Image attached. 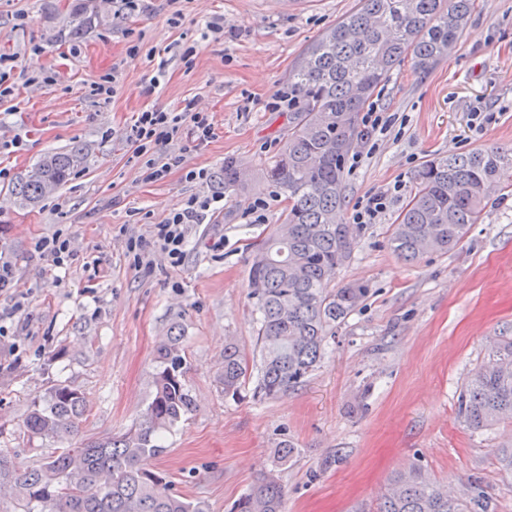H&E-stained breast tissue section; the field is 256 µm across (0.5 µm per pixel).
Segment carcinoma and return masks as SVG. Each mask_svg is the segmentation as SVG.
<instances>
[{"label": "carcinoma", "instance_id": "1", "mask_svg": "<svg viewBox=\"0 0 512 512\" xmlns=\"http://www.w3.org/2000/svg\"><path fill=\"white\" fill-rule=\"evenodd\" d=\"M475 0H358L357 7L323 31L288 75L296 97L288 136L263 173L286 194L285 231L256 245L249 270V295L260 314L254 395L270 398L301 385L323 357L333 329L367 297L362 285H331L351 258L362 224L341 219L346 157L364 139L360 113L408 61L414 70L433 69L456 43ZM95 0H78L74 28L91 23ZM86 161L73 146L45 156L21 175L11 194L25 205L66 183ZM240 165L224 161L219 185L240 186ZM414 190L391 233L393 252L407 262L428 253L446 254L482 223L492 187L512 186V148L479 149L432 158L413 175ZM182 335L170 332L157 349L155 394L142 421L127 433L80 448H68L36 467H22L0 449V487H10L23 512H207L200 500L171 492L151 468L164 452L155 433L193 410L183 383ZM247 367L237 346L224 345V395H239ZM458 413L474 430L512 420V338L504 337L492 358L475 368L458 400ZM85 414L83 394L53 386L45 402H33L24 421L32 436L74 433ZM285 492L273 476H262L231 512H284ZM378 512H489L482 495H448L416 468L391 480Z\"/></svg>", "mask_w": 512, "mask_h": 512}]
</instances>
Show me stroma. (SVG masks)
<instances>
[{
	"mask_svg": "<svg viewBox=\"0 0 512 512\" xmlns=\"http://www.w3.org/2000/svg\"><path fill=\"white\" fill-rule=\"evenodd\" d=\"M74 2L0 0V53L19 55L28 74H57L52 84L16 83L0 99V169L16 178L76 144L87 157L36 206L0 209V258L11 262L16 288L15 299L0 297V308L14 300L23 306L0 336V448L34 466L138 425L154 395L157 347L177 327L195 408L162 432L164 452L151 465L175 493L204 501L209 512H229L270 470L285 488L286 512H377L392 475L413 466L453 496L475 488L490 512H512V473L494 457L512 439V422L475 431L458 414L469 373L499 337L512 336V190L491 193L483 222L448 254L408 263L389 241L425 160L512 147V0H476L447 57L425 73L401 65L370 100L390 117V129L359 142L362 161L345 169L344 223L366 193L394 195L335 278L339 287L365 284L369 294L306 381L264 400L249 386L224 395L218 376L226 342L254 354L251 247L278 230L287 205L258 176L288 135L287 113L265 104L287 88L307 45L355 0H296L288 11L274 0H182L176 24L167 0H146L136 15L99 12L92 28L71 39ZM211 21L223 22V40L204 38ZM135 43L141 52L132 58L127 48ZM35 44L42 54H31ZM111 71L115 94L90 96L91 84ZM191 99L212 115L214 137L161 149L172 161L166 177L142 181L127 140L135 116ZM476 112L492 116L480 130ZM228 158L251 176L225 194L222 209L190 227L184 264L172 267L152 247L135 266L128 237H150L153 224L200 192L186 169L216 175ZM258 197L270 203L261 224L249 212ZM60 229L76 252L64 269L33 248ZM57 383L83 393L85 416L73 435L29 438L32 401ZM286 443L295 452L281 465L276 450Z\"/></svg>",
	"mask_w": 512,
	"mask_h": 512,
	"instance_id": "1",
	"label": "stroma"
}]
</instances>
